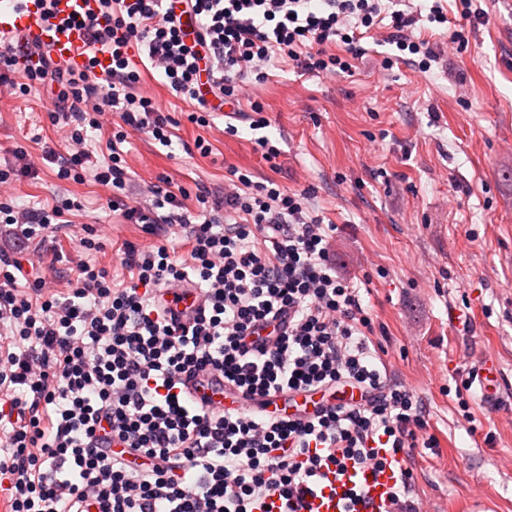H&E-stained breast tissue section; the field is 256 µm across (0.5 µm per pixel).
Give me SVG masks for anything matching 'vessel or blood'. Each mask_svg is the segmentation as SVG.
Listing matches in <instances>:
<instances>
[{
  "instance_id": "b4317fda",
  "label": "vessel or blood",
  "mask_w": 512,
  "mask_h": 512,
  "mask_svg": "<svg viewBox=\"0 0 512 512\" xmlns=\"http://www.w3.org/2000/svg\"><path fill=\"white\" fill-rule=\"evenodd\" d=\"M20 32L29 40L48 46L57 60L79 67L86 61V33L75 26L49 24L43 15L39 0H0V34ZM471 384L487 401H497L502 381L498 370L479 368L471 375ZM188 391L194 399L215 411L227 409H249V401L230 393L224 386L221 375L207 377L202 385L188 383ZM272 405L278 414L293 416L298 413H312L313 398L299 395L294 402H285L281 396H273ZM352 479L365 490V500L356 507V512H383L389 505V491L394 483L391 472L373 474L368 470L353 473ZM341 484L336 478H328L307 499L305 512H340Z\"/></svg>"
}]
</instances>
